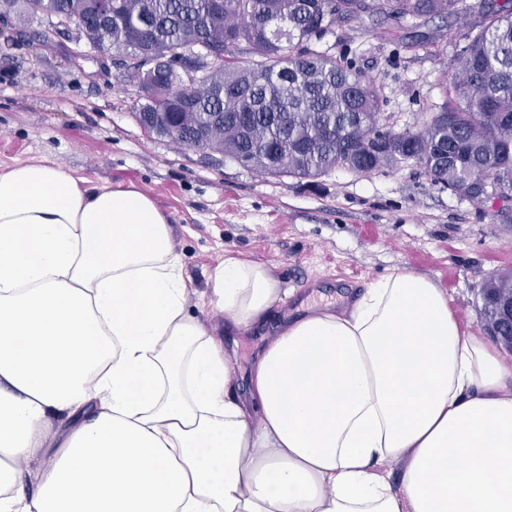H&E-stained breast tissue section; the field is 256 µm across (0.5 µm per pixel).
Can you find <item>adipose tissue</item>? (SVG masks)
<instances>
[{
  "label": "adipose tissue",
  "instance_id": "1",
  "mask_svg": "<svg viewBox=\"0 0 512 512\" xmlns=\"http://www.w3.org/2000/svg\"><path fill=\"white\" fill-rule=\"evenodd\" d=\"M211 288L220 340L139 188L0 173V512H512V364L432 280L277 321L244 391L226 341L288 292L233 256Z\"/></svg>",
  "mask_w": 512,
  "mask_h": 512
}]
</instances>
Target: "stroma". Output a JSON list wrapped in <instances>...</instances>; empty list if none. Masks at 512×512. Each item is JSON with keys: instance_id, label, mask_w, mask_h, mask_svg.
Listing matches in <instances>:
<instances>
[{"instance_id": "obj_1", "label": "stroma", "mask_w": 512, "mask_h": 512, "mask_svg": "<svg viewBox=\"0 0 512 512\" xmlns=\"http://www.w3.org/2000/svg\"><path fill=\"white\" fill-rule=\"evenodd\" d=\"M468 26L438 24L429 56L404 50L408 30L367 18L336 23L318 47L383 85V117L400 131L443 103ZM41 29L23 18L0 36V171L51 162L87 188L148 193L172 223L192 314L223 326L205 300L212 271L234 255L271 268L295 307H336L365 283L409 270L447 290L461 328L483 335L480 286L512 271V199L462 201L411 166L338 168L307 182L176 146L133 118L139 88L121 54L100 55L67 34L45 45Z\"/></svg>"}]
</instances>
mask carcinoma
Instances as JSON below:
<instances>
[{"instance_id":"cac0c4a2","label":"carcinoma","mask_w":512,"mask_h":512,"mask_svg":"<svg viewBox=\"0 0 512 512\" xmlns=\"http://www.w3.org/2000/svg\"><path fill=\"white\" fill-rule=\"evenodd\" d=\"M33 0H0V14L32 15ZM115 0L104 32L127 55L140 89L136 122L149 134L221 154L262 175L313 179L335 168L369 174L415 166L431 184L482 204L512 196V0ZM474 18L453 60L445 103L420 129L382 123L383 86L352 63L312 48L338 21H407L404 48L429 52L430 24ZM202 41L224 60L200 70ZM182 67L153 73L154 56ZM481 294L512 298V273Z\"/></svg>"}]
</instances>
